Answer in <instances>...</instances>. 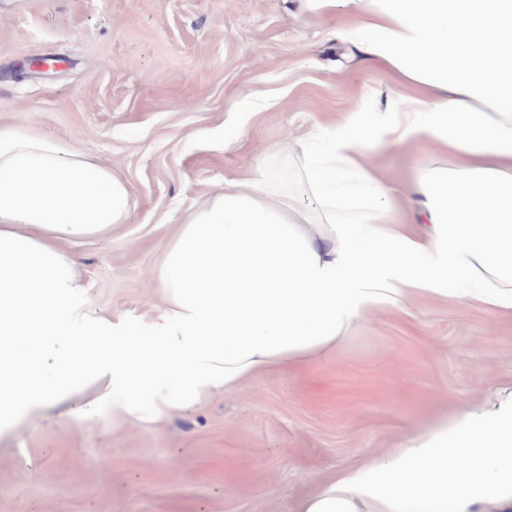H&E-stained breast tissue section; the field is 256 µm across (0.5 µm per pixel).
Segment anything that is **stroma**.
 Returning a JSON list of instances; mask_svg holds the SVG:
<instances>
[{
	"instance_id": "35a3bbf8",
	"label": "stroma",
	"mask_w": 512,
	"mask_h": 512,
	"mask_svg": "<svg viewBox=\"0 0 512 512\" xmlns=\"http://www.w3.org/2000/svg\"><path fill=\"white\" fill-rule=\"evenodd\" d=\"M299 0H0V126L111 165L127 223L73 247L91 319L150 323L186 215L264 156L350 115L396 75L336 43L356 22ZM66 59L38 70L34 58ZM405 190L438 162L417 141L372 155ZM512 380V319L454 301L381 311L325 365L261 375L152 425L85 404L0 435V512H288L409 427Z\"/></svg>"
}]
</instances>
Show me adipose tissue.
Masks as SVG:
<instances>
[{
	"label": "adipose tissue",
	"mask_w": 512,
	"mask_h": 512,
	"mask_svg": "<svg viewBox=\"0 0 512 512\" xmlns=\"http://www.w3.org/2000/svg\"><path fill=\"white\" fill-rule=\"evenodd\" d=\"M301 2L359 13L337 42L427 94L367 89L343 124L289 142L318 223L282 207L262 160L192 213L163 252L165 305L146 327L90 323L60 247L126 223L125 182L51 136L0 128V428L28 413L71 417L91 387L114 417L153 424L328 359L370 314L424 298L512 318V0ZM416 140L448 163L416 173L415 221L401 224L369 151ZM62 336L61 378L44 359ZM289 512H512V390L488 384Z\"/></svg>",
	"instance_id": "adipose-tissue-1"
}]
</instances>
